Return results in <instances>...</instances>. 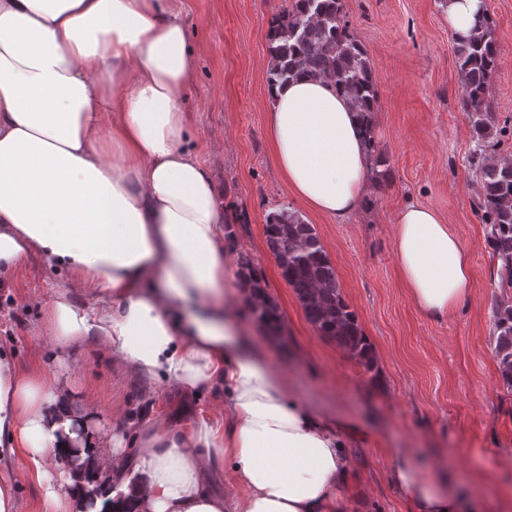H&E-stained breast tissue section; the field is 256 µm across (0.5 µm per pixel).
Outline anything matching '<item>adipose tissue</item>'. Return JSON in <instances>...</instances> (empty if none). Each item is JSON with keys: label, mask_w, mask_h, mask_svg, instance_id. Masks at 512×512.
Here are the masks:
<instances>
[{"label": "adipose tissue", "mask_w": 512, "mask_h": 512, "mask_svg": "<svg viewBox=\"0 0 512 512\" xmlns=\"http://www.w3.org/2000/svg\"><path fill=\"white\" fill-rule=\"evenodd\" d=\"M195 71L174 0H0V274L38 255L90 288L89 309L64 295L49 309L55 343L91 338L168 389L224 391L223 418L107 433L93 399L72 409L62 374H23L0 343V512H15L23 480L41 488L44 512L349 508L344 435L241 330L232 300L252 284L224 249V206L188 145ZM267 129L304 205L338 223L361 208L360 117L330 79L276 86ZM393 252L424 316L445 319L468 295L469 252L433 208L398 212ZM71 453L78 469H61ZM218 470L234 494L212 489ZM387 477L412 512L486 508L410 450Z\"/></svg>", "instance_id": "adipose-tissue-1"}]
</instances>
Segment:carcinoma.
I'll return each instance as SVG.
<instances>
[{
    "mask_svg": "<svg viewBox=\"0 0 512 512\" xmlns=\"http://www.w3.org/2000/svg\"><path fill=\"white\" fill-rule=\"evenodd\" d=\"M271 59L268 89L299 75L329 78L360 113L361 134L369 153L376 152L373 114L378 89L363 46L348 29L343 0H295L279 12L267 33ZM462 106L472 123L470 165L479 177L477 207L483 212L488 243L499 262V287L512 285V158L488 161L486 152L506 128L497 127L490 99L498 69L499 47L486 0H480L476 24L466 38L455 39ZM269 250L280 274L302 304L309 323L334 341L368 372L377 370L372 344L344 300L332 266L313 225L287 207L270 213L265 224ZM267 330H281L273 306L251 308ZM494 355L503 387L512 391V295L500 300L493 315Z\"/></svg>",
    "mask_w": 512,
    "mask_h": 512,
    "instance_id": "1",
    "label": "carcinoma"
}]
</instances>
